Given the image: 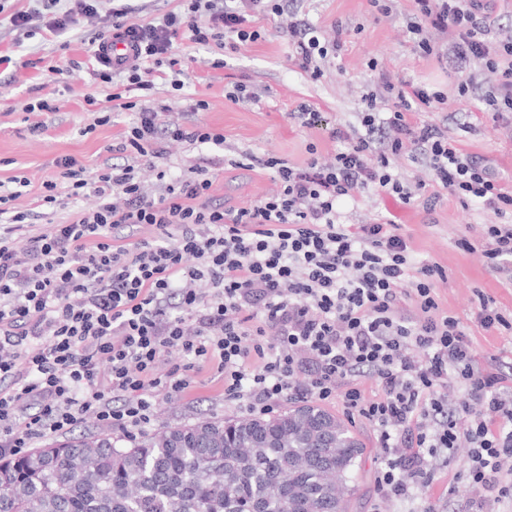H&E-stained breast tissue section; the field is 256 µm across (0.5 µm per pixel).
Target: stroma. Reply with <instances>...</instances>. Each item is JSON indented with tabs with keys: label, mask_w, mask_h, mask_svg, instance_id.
Here are the masks:
<instances>
[{
	"label": "stroma",
	"mask_w": 512,
	"mask_h": 512,
	"mask_svg": "<svg viewBox=\"0 0 512 512\" xmlns=\"http://www.w3.org/2000/svg\"><path fill=\"white\" fill-rule=\"evenodd\" d=\"M29 6V0H0V55L13 59L11 65H0V185L11 191L14 178L27 180L12 207L28 213L34 231L43 232L50 221H69L76 212L96 204L94 197L84 196L69 200L53 218L39 214L35 198L44 182L55 181L62 190L67 187L56 159L74 156L91 172L124 163L125 155L115 152L114 146L137 114L110 101L112 85L96 79L88 62L90 41L102 31V23L85 24L64 35L51 33L39 21L24 30L14 28L11 14ZM290 6L323 32H332L338 23L345 29L343 45L320 80H312L291 59L288 35L280 17L273 14L252 19L264 39L233 52L215 45L177 42L174 50L186 60L183 87L177 91L168 81L156 80L147 94L149 104L166 106L161 122H174L188 130L201 123L224 133L226 141L220 149L163 141V166L169 179L188 178L192 167L207 160L214 175L212 203L228 209L256 203L275 192L272 171L259 165L236 167L233 159L245 153H271L299 164L307 159L310 143L321 156L332 157L340 147L334 130L340 125H358L364 109L361 95L380 72L395 83L410 80L442 91L446 103L418 112V120L446 128L465 152L486 157L499 177L512 178V121L494 119L492 113L476 111L472 103L458 99L457 84L467 79V72L448 73L435 58L420 54L406 28L411 0H394V10L387 17L369 0H291ZM214 58L224 59V68H211L209 62ZM372 61L377 64L373 70L368 67ZM237 82L249 85L255 101L236 104L226 98V90ZM89 97L108 111V123L99 124L98 113L88 111L85 100ZM40 100L52 104V111H28V104ZM200 100L206 102V110L193 111V104ZM304 103L320 107L322 119L315 128L303 127L292 117ZM466 120L471 123L467 129L462 126ZM40 122L46 123V131H37ZM341 211L347 224H366L380 217L400 224L414 259L444 268V279L435 282L439 307L458 319L479 363H494L504 375L512 376V333L484 330L474 319L478 290L491 297L498 309L512 311V279L490 271L482 250L466 252L456 245L461 238L480 242L487 225L500 223L492 208L480 203L464 205L445 195L428 210L419 201L405 204L391 196L367 193L358 202L343 204ZM192 376L187 390L158 402L151 431L203 418L244 416L243 408L225 399L224 377L216 362L196 364ZM325 407L347 418L363 445L347 495L350 512H417L418 502L378 496L376 475L384 451L371 427L350 415L342 398L326 401ZM468 453L466 443H459L452 451V464L437 465L433 471L425 495L441 512H468L478 497L462 471Z\"/></svg>",
	"instance_id": "stroma-1"
}]
</instances>
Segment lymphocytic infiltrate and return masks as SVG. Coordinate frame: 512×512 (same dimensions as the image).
Segmentation results:
<instances>
[{"mask_svg":"<svg viewBox=\"0 0 512 512\" xmlns=\"http://www.w3.org/2000/svg\"><path fill=\"white\" fill-rule=\"evenodd\" d=\"M11 14L27 28L33 20L62 34L99 16L102 0H34ZM183 9L157 22L112 13L97 38L101 82L122 78L124 91L153 90L163 71L183 72L173 50L179 36L200 46L256 42L254 14L284 17L294 60L312 78L336 51L332 38L283 0H182ZM408 29L425 56L448 57L456 68L479 64L486 87L458 84L461 99H477L495 117L512 112V34L492 36L490 0H413ZM447 39L449 52L439 41ZM130 40L132 58L110 63L112 41ZM356 128L337 127L341 148L329 160L308 145L304 164L268 154L250 163L272 170L275 193L247 207L211 203L208 167L188 179L167 181L151 198L130 164L95 173L70 156L57 159L68 194L95 195V209L44 232L24 229L26 213L12 212L16 192L0 195V457L34 440L67 432L86 419L129 433L147 428L159 399L184 392L190 366L218 359L224 395L251 413L283 398L329 400L342 396L350 414L367 421L386 457L377 491L390 499L416 498L420 512H438L423 492L438 462H449L459 439L470 452L464 471L481 492L474 512H497L512 499V396L505 376L479 369L458 320L434 294L438 264L416 265L398 224L382 218L344 224L340 202L376 192L414 201L420 189L399 174L404 155L431 173L435 191L461 203L482 202L512 214V184L496 180L482 157L460 148L447 130L413 119L415 109L444 103L442 92L410 81L378 77L363 95ZM389 103L380 111L379 103ZM137 119L116 150L145 162L163 158L160 136L223 146L208 126L161 127L159 113L133 106ZM149 226L154 238L114 246L118 225ZM484 255L496 273H512V224L488 225ZM413 302L420 318L401 314ZM178 348L185 366L158 367ZM381 389L365 398L358 378ZM462 396L449 404V388Z\"/></svg>","mask_w":512,"mask_h":512,"instance_id":"1","label":"lymphocytic infiltrate"}]
</instances>
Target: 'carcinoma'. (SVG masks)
Segmentation results:
<instances>
[{
  "label": "carcinoma",
  "instance_id": "cac0c4a2",
  "mask_svg": "<svg viewBox=\"0 0 512 512\" xmlns=\"http://www.w3.org/2000/svg\"><path fill=\"white\" fill-rule=\"evenodd\" d=\"M363 446L313 404L0 458V512H348Z\"/></svg>",
  "mask_w": 512,
  "mask_h": 512
}]
</instances>
